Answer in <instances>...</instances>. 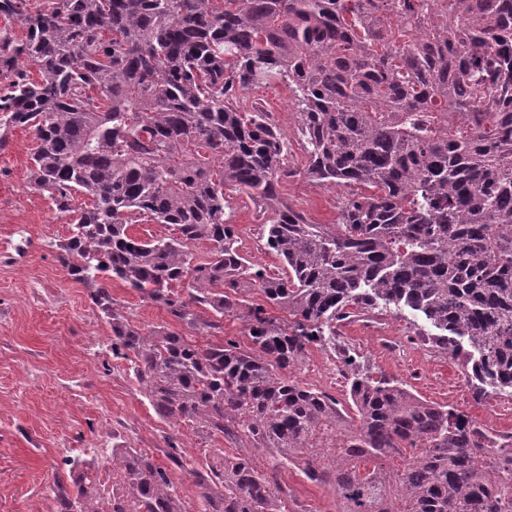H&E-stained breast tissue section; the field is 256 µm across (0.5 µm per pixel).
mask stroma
I'll return each instance as SVG.
<instances>
[{"label": "stroma", "instance_id": "1", "mask_svg": "<svg viewBox=\"0 0 512 512\" xmlns=\"http://www.w3.org/2000/svg\"><path fill=\"white\" fill-rule=\"evenodd\" d=\"M246 97L270 112L288 144L287 164L297 171L285 186L289 203L313 223H337L341 190L316 185L302 172L291 93L282 85H261ZM33 147L32 133L18 128L10 134L9 150L0 152V512H49L57 482L69 479L64 458L89 456L116 444L145 450L162 465L171 447L181 448L184 467L175 482L179 495L193 506L199 498L190 471L209 451L246 453L266 465V452L253 449L247 440L206 438L190 424L159 418L128 361L113 358L110 325L91 303L86 287L57 259L70 218L33 186ZM231 221L242 254L253 264L280 272V260L264 247V219L246 195L237 194ZM108 286L132 324L166 325L188 341L205 344V337L182 328L137 291L117 280ZM336 343L355 352L372 371L406 383L421 399L454 405L496 428H512V399L474 404L457 365L415 336L401 317L385 312L358 315L339 327ZM335 349L310 348L292 375L346 406L348 388ZM282 479L305 512H336L331 488L314 485L289 469L283 470Z\"/></svg>", "mask_w": 512, "mask_h": 512}]
</instances>
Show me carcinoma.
<instances>
[{
	"label": "carcinoma",
	"instance_id": "obj_1",
	"mask_svg": "<svg viewBox=\"0 0 512 512\" xmlns=\"http://www.w3.org/2000/svg\"><path fill=\"white\" fill-rule=\"evenodd\" d=\"M0 17L26 29L0 28V149L33 133L31 181L72 216L57 258L112 355L160 418L269 451L262 469L222 451L190 470L200 512H292L285 468L330 487L336 512H512V443L487 457L458 408L349 353L351 414L288 374L336 347V324L389 310L476 402L512 398V0H0ZM281 84L304 173L343 190L332 229L283 199L288 143L242 106ZM233 191L273 213L264 246L286 274L241 255ZM142 221L173 233L132 235ZM106 278L201 334L234 318L250 344L133 325ZM79 463L51 512H192L142 450L109 449V489Z\"/></svg>",
	"mask_w": 512,
	"mask_h": 512
}]
</instances>
